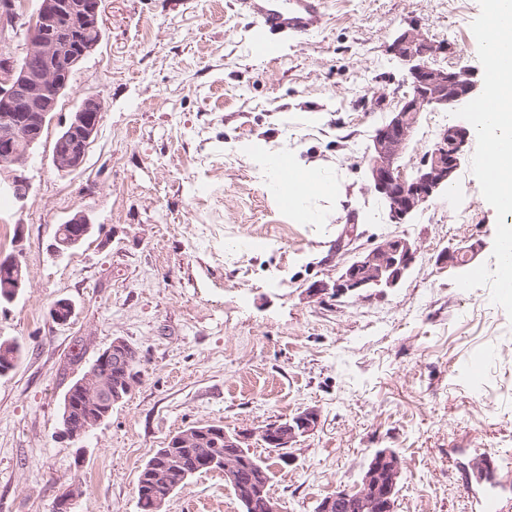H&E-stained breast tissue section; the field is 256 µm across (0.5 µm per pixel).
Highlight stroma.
I'll use <instances>...</instances> for the list:
<instances>
[{
    "label": "stroma",
    "mask_w": 512,
    "mask_h": 512,
    "mask_svg": "<svg viewBox=\"0 0 512 512\" xmlns=\"http://www.w3.org/2000/svg\"><path fill=\"white\" fill-rule=\"evenodd\" d=\"M233 0H104L102 39L73 72L25 168L24 200L0 175L1 250L19 255L26 282L0 306V339L22 357L0 377V512H54L72 480L73 512H139L141 465L176 431L219 424L259 430L317 410V430L289 448L288 465L259 438L279 512H316L354 489L373 453L390 448L402 474L397 512H478L486 488L475 464L512 451V320L489 287L465 291L438 254L482 243L495 266L496 212L462 165L454 198L409 223H390L368 188L374 130L408 89L389 52L420 25L451 45L444 66L481 71L471 24L478 0H327L319 32L256 49L258 27ZM102 120L84 165L52 163L56 138L86 98ZM450 111L423 113L405 154L418 162ZM323 169L345 198L304 205L299 220L266 185V154ZM85 211L92 233L64 255L58 224ZM404 235L419 256L382 300L315 299L354 250ZM230 240L251 251L227 254ZM71 319L54 323L53 304ZM135 346L142 380L83 440L59 434L63 398L113 339ZM164 512H243L223 473L196 474Z\"/></svg>",
    "instance_id": "obj_1"
}]
</instances>
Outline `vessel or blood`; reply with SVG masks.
I'll return each instance as SVG.
<instances>
[{
  "label": "vessel or blood",
  "instance_id": "1",
  "mask_svg": "<svg viewBox=\"0 0 512 512\" xmlns=\"http://www.w3.org/2000/svg\"><path fill=\"white\" fill-rule=\"evenodd\" d=\"M239 12L257 23L262 32L258 46L277 54L282 40L308 36L326 19V0H235Z\"/></svg>",
  "mask_w": 512,
  "mask_h": 512
}]
</instances>
